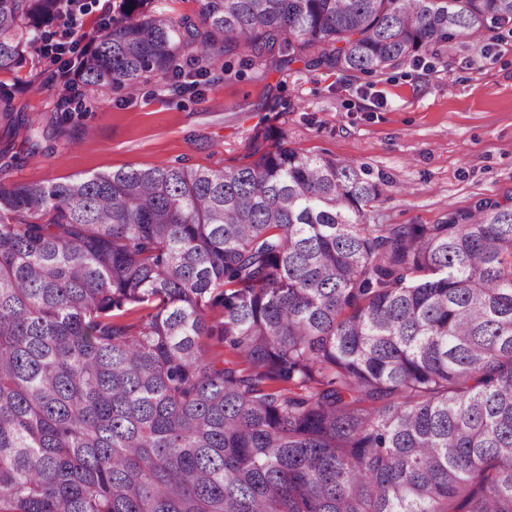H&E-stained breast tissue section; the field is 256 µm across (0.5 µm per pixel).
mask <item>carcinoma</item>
<instances>
[{
	"instance_id": "obj_1",
	"label": "carcinoma",
	"mask_w": 512,
	"mask_h": 512,
	"mask_svg": "<svg viewBox=\"0 0 512 512\" xmlns=\"http://www.w3.org/2000/svg\"><path fill=\"white\" fill-rule=\"evenodd\" d=\"M120 9L81 54L88 86L184 59L213 81L241 47L382 73L512 22V0ZM64 12L0 0V71ZM43 137L24 126L26 156ZM379 196L282 145L0 185V512H512V207L370 224ZM128 305L150 312L126 324Z\"/></svg>"
}]
</instances>
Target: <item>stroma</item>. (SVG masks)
I'll return each instance as SVG.
<instances>
[{
  "mask_svg": "<svg viewBox=\"0 0 512 512\" xmlns=\"http://www.w3.org/2000/svg\"><path fill=\"white\" fill-rule=\"evenodd\" d=\"M0 72V109L16 122L59 120L62 137L42 155L0 170V183L60 181L99 171L193 166L229 170L285 144L365 167L381 189L373 224H437L451 210L512 204V30L448 46L380 74L283 71L224 57L226 72L199 93L168 76L135 93L75 83L68 113L39 47Z\"/></svg>",
  "mask_w": 512,
  "mask_h": 512,
  "instance_id": "stroma-1",
  "label": "stroma"
}]
</instances>
